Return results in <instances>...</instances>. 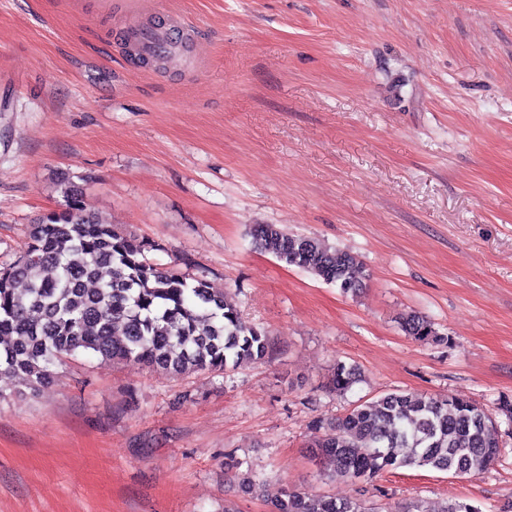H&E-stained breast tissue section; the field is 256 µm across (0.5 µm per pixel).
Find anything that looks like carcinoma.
<instances>
[{
    "mask_svg": "<svg viewBox=\"0 0 512 512\" xmlns=\"http://www.w3.org/2000/svg\"><path fill=\"white\" fill-rule=\"evenodd\" d=\"M65 208L29 226L24 250L0 266V378L35 388L52 368L78 354L151 364L169 374L222 371L264 359L266 332L246 323L224 292L201 277L151 263L154 246L118 224L88 213L74 187L61 184ZM255 245L278 261L313 274L345 294L365 287L353 252L279 224H257ZM108 267L109 279L99 277ZM405 334L437 345L448 335L419 313L402 319ZM357 369L336 363L338 391L358 381ZM495 419L452 395L386 392L336 421L316 423L310 455L336 478L368 482L382 472L419 467L454 473L486 469L499 454ZM271 512H369L358 498L285 489Z\"/></svg>",
    "mask_w": 512,
    "mask_h": 512,
    "instance_id": "carcinoma-1",
    "label": "carcinoma"
}]
</instances>
